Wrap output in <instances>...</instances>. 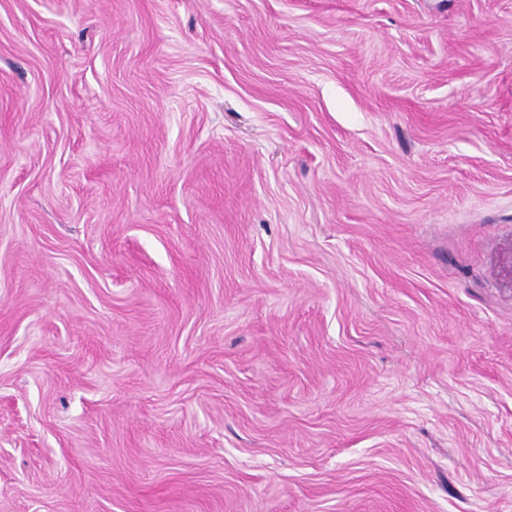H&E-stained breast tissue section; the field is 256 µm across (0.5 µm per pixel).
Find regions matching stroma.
Wrapping results in <instances>:
<instances>
[{"instance_id":"1","label":"stroma","mask_w":512,"mask_h":512,"mask_svg":"<svg viewBox=\"0 0 512 512\" xmlns=\"http://www.w3.org/2000/svg\"><path fill=\"white\" fill-rule=\"evenodd\" d=\"M512 0H0V512H512Z\"/></svg>"}]
</instances>
